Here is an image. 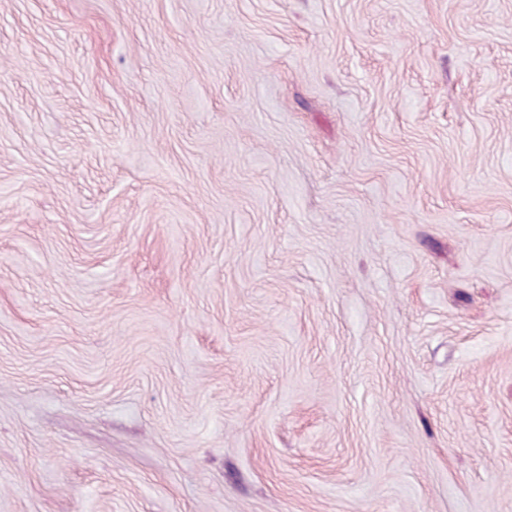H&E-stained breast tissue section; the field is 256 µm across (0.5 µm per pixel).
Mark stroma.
I'll list each match as a JSON object with an SVG mask.
<instances>
[{"mask_svg": "<svg viewBox=\"0 0 512 512\" xmlns=\"http://www.w3.org/2000/svg\"><path fill=\"white\" fill-rule=\"evenodd\" d=\"M0 512H512V0H0Z\"/></svg>", "mask_w": 512, "mask_h": 512, "instance_id": "obj_1", "label": "stroma"}]
</instances>
